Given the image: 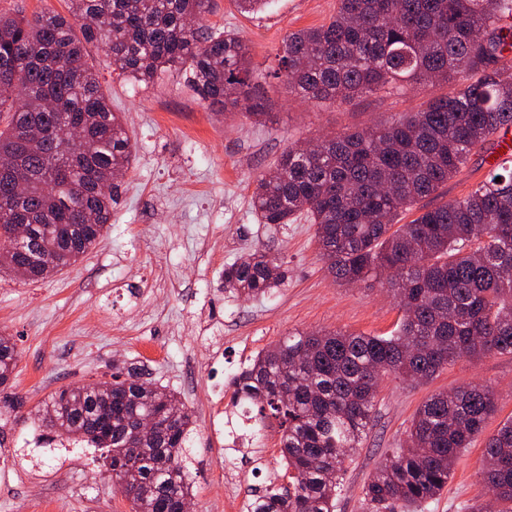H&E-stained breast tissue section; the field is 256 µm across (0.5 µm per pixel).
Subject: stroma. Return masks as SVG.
<instances>
[{
	"mask_svg": "<svg viewBox=\"0 0 512 512\" xmlns=\"http://www.w3.org/2000/svg\"><path fill=\"white\" fill-rule=\"evenodd\" d=\"M335 11L336 0H270L255 14L240 12L234 0H211L205 21L243 38L252 68L265 72L276 68L288 32L321 25ZM87 60L124 118L135 158L102 236L76 263L37 282L0 273V332L12 336L18 352L13 389L31 410L63 388L111 380L113 366H144L149 381L177 394L195 421L193 512H246L253 489L284 472L281 431L267 418L258 426L257 450L228 449L211 420L239 412L232 376L288 335L390 336L402 317L379 284L333 281L306 216L286 226L258 223L255 180L295 143L391 122L450 87L430 83L315 106L270 79L255 88L268 112L256 122L218 112L180 74L136 81L114 70L94 44ZM493 150L489 143L474 152L444 187L442 201L462 198L483 181ZM253 250L282 259L285 282L262 298L225 295V265ZM472 383L494 390L496 412L422 512H465L484 498L485 437L512 418L510 355L463 358L426 382L382 377L370 429L345 463L336 512H363L366 482L404 443L429 396ZM0 512H131V503L113 485L100 451L88 448L39 469L0 464Z\"/></svg>",
	"mask_w": 512,
	"mask_h": 512,
	"instance_id": "35a3bbf8",
	"label": "stroma"
}]
</instances>
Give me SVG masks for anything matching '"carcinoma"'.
Instances as JSON below:
<instances>
[{
  "mask_svg": "<svg viewBox=\"0 0 512 512\" xmlns=\"http://www.w3.org/2000/svg\"><path fill=\"white\" fill-rule=\"evenodd\" d=\"M208 3L70 0L68 18L0 15V239L16 213L28 224L22 247H0L1 271L23 265L38 281L76 262L110 219L114 172L134 159L87 61L88 44L138 81L182 73L218 111L266 115L246 42L189 26L204 20ZM509 49L512 0H337L329 22L284 38L285 82L310 103L433 81L455 88L383 126L292 146L256 180L260 223L306 214L335 281H375L396 299L402 320L388 337L297 333L259 351L234 378L233 401L249 400L279 420L287 478L255 491L247 512H334L339 475L359 448L383 376L428 381L461 358L512 354V156L463 198L419 205L512 127ZM414 207L417 217L394 225ZM286 278L283 261L255 250L224 267V291L260 298ZM17 360L12 337L0 333V457L4 424L24 418L26 398L11 383ZM175 410V432L140 436V416L164 421ZM495 411V392L478 383L430 396L406 446L365 484L366 512H417L448 486ZM32 414L50 433L102 450L133 512H177L192 494V414L175 393L139 381L136 369L62 389ZM484 459L498 512H512V419L486 439Z\"/></svg>",
  "mask_w": 512,
  "mask_h": 512,
  "instance_id": "cac0c4a2",
  "label": "carcinoma"
}]
</instances>
